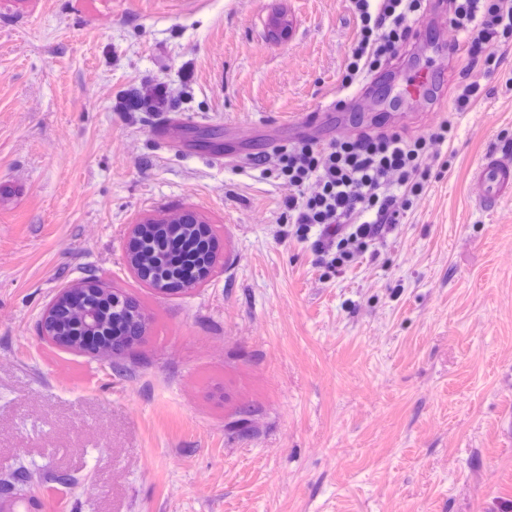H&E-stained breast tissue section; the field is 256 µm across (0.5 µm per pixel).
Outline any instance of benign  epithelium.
<instances>
[{"label": "benign epithelium", "mask_w": 512, "mask_h": 512, "mask_svg": "<svg viewBox=\"0 0 512 512\" xmlns=\"http://www.w3.org/2000/svg\"><path fill=\"white\" fill-rule=\"evenodd\" d=\"M223 263V258L210 254L209 262L200 276L190 284L182 285L187 291L204 282L216 267ZM106 297L112 304V310L125 313L127 323L139 329L134 336L114 338L103 329L97 299ZM65 320L79 322L82 335L64 336L58 325ZM148 322L146 315L137 308L125 304L124 297L112 288L101 287L100 280L88 278L59 289L41 319L42 339L56 346L82 353L92 357L114 360L128 353L146 336Z\"/></svg>", "instance_id": "obj_1"}]
</instances>
